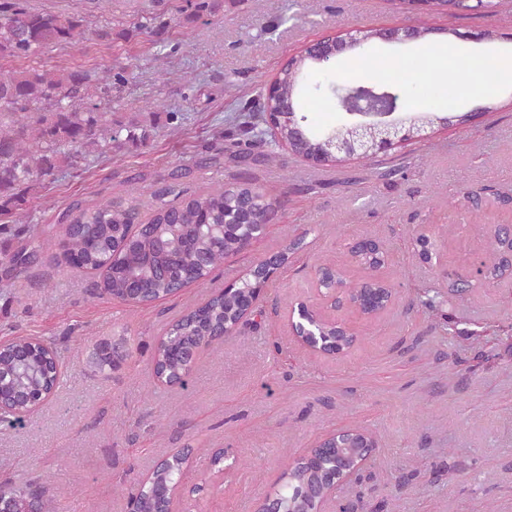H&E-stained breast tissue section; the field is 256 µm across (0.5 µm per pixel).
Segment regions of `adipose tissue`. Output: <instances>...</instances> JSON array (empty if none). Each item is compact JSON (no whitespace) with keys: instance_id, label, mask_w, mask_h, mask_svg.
I'll return each mask as SVG.
<instances>
[{"instance_id":"1","label":"adipose tissue","mask_w":512,"mask_h":512,"mask_svg":"<svg viewBox=\"0 0 512 512\" xmlns=\"http://www.w3.org/2000/svg\"><path fill=\"white\" fill-rule=\"evenodd\" d=\"M375 72L395 83L420 80L445 85L449 98L454 99L485 78L511 80L512 61L466 56L453 46L429 45L409 59H383Z\"/></svg>"}]
</instances>
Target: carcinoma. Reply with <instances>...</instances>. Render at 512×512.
<instances>
[{
    "label": "carcinoma",
    "instance_id": "1",
    "mask_svg": "<svg viewBox=\"0 0 512 512\" xmlns=\"http://www.w3.org/2000/svg\"><path fill=\"white\" fill-rule=\"evenodd\" d=\"M505 0H458L460 11L484 9L493 14ZM188 19L214 15L220 0H194ZM87 20L73 15H55L25 10L19 0L0 3V60L31 58L44 48L70 43L84 33ZM153 18L141 17L133 29L117 32L106 26L97 31L101 40L127 39L132 30L148 29ZM320 63L309 56L297 58L295 67H285L278 74L279 99H302L306 76ZM88 77L80 70L49 71L38 69H0V214L19 208L23 194L40 186L41 179L60 168H76L90 153L104 154L140 141L137 122L124 126L125 140L112 128V113L98 111L85 101ZM385 83L356 87L354 95L340 97L347 112L360 109L381 111L389 107ZM324 134L310 132L298 148L306 158L323 148ZM253 201L251 220L268 224L278 201L268 200L247 181L229 191L222 187L199 190L191 194L178 191L171 201L150 205L148 215L141 204L99 201L90 207L76 202L62 214L64 237L70 253L57 257V264L73 269H90L101 281L102 292L113 299L127 301L129 287L138 283L145 292L137 300L150 305L175 295L174 283L204 285L224 260L242 252L237 234H224V210L233 198ZM31 251L21 249L0 258L5 276L16 279L22 273L30 253L42 248L32 237ZM262 266L256 264L247 277L228 292L207 300L203 317L186 315L174 322L152 353L154 374L164 380L187 385L188 371L172 354L207 343L214 328L225 326L235 331L244 318L262 280ZM0 390L35 399L52 390L58 379L54 354L31 342L29 336H16L0 343ZM181 456L168 455L164 468L153 480L176 483L181 475ZM334 475L332 460L318 466L294 463L282 484L274 491L281 512H311L315 509L324 485ZM137 512H155L156 501L146 485L130 496ZM49 507L34 483H1L0 508L5 512H36Z\"/></svg>",
    "mask_w": 512,
    "mask_h": 512
}]
</instances>
